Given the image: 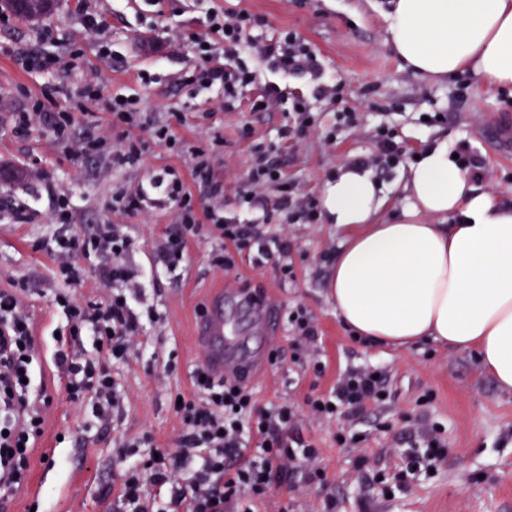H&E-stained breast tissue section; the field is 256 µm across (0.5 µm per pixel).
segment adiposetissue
I'll return each mask as SVG.
<instances>
[{
    "instance_id": "adipose-tissue-1",
    "label": "adipose tissue",
    "mask_w": 512,
    "mask_h": 512,
    "mask_svg": "<svg viewBox=\"0 0 512 512\" xmlns=\"http://www.w3.org/2000/svg\"><path fill=\"white\" fill-rule=\"evenodd\" d=\"M386 18L389 44L419 76L466 71L512 90V0H392ZM406 189L402 221L382 224L371 170L345 166L325 182L323 218L345 235L330 275L337 316L392 348L429 339L474 352L512 394V210L477 191L444 142L411 165Z\"/></svg>"
}]
</instances>
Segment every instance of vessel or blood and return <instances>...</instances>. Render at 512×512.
I'll return each mask as SVG.
<instances>
[{
  "label": "vessel or blood",
  "mask_w": 512,
  "mask_h": 512,
  "mask_svg": "<svg viewBox=\"0 0 512 512\" xmlns=\"http://www.w3.org/2000/svg\"><path fill=\"white\" fill-rule=\"evenodd\" d=\"M195 341L203 352L204 364L215 377H248L259 365L258 357L242 352L235 337L228 334L223 291H216L200 314L195 325Z\"/></svg>",
  "instance_id": "b4317fda"
}]
</instances>
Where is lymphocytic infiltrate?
Here are the masks:
<instances>
[{
	"mask_svg": "<svg viewBox=\"0 0 512 512\" xmlns=\"http://www.w3.org/2000/svg\"><path fill=\"white\" fill-rule=\"evenodd\" d=\"M206 21V35L176 33L177 38H191L199 60L179 81L195 91L218 89L219 108L241 102L256 80L253 62L286 74L321 72L315 51L294 31L253 41L252 31L266 24L264 15L227 12L214 5ZM105 84L101 76L84 77L70 98V110L62 112L48 111L58 89L45 88L42 101L32 109L11 111L13 133L24 138L37 125L48 124L55 139L67 144L74 156H107L118 169L139 166L150 139L164 143L175 154L189 156V177L205 188V201L194 200L175 168H167L157 179L173 218L172 229L157 246L169 270L177 269L190 239L204 227L219 243L211 265L220 271L233 269L243 257L260 265L275 254L287 253V229L270 233L251 220L225 219L224 185L215 177L209 149L176 138L168 124L145 112L139 98H105ZM98 102L108 114L107 124L92 123L82 134H73L74 112L87 111ZM52 197L47 220L55 231L41 247L52 258L62 282L51 291L52 304L68 324L66 335L55 339L53 363L69 377L70 400L88 402L93 416L106 424L119 417L127 402L115 369L144 355V329L161 324L163 317L144 304L151 274L127 261L135 244L127 225L99 224L75 235L70 231L75 222L70 195L56 190ZM88 260L96 262L104 290L98 300L77 297L72 291L73 285L83 281ZM22 289L15 280L0 289L1 505L11 502L27 483L30 453L44 433L46 414L54 402L44 382L43 344L21 303ZM192 386V395L174 406L182 424L178 447H159L148 433L120 443L115 462L122 470V484L114 512H254V502L287 476L289 465L305 462L304 479L319 478V471L310 466L317 448L291 439L297 417L293 403L285 400L255 411L253 393L244 383L215 378L201 364L193 372ZM383 395L382 379L374 377L372 370L360 369L346 372L329 393L308 397L307 403L315 416L332 418L356 412ZM250 444L255 447L253 458L239 464L242 448ZM150 486L167 489L168 499L148 496Z\"/></svg>",
	"mask_w": 512,
	"mask_h": 512,
	"instance_id": "obj_1",
	"label": "lymphocytic infiltrate"
}]
</instances>
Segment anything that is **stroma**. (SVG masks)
Instances as JSON below:
<instances>
[{
	"label": "stroma",
	"mask_w": 512,
	"mask_h": 512,
	"mask_svg": "<svg viewBox=\"0 0 512 512\" xmlns=\"http://www.w3.org/2000/svg\"><path fill=\"white\" fill-rule=\"evenodd\" d=\"M214 2L227 11L263 14L267 25L258 38L291 29L307 40L323 66L324 79L343 85L357 123H339L332 106L313 99L315 83L309 75L286 76L264 68L258 73L259 84L273 82L285 94L312 98L320 131L300 143L283 145L278 132L286 120L284 109L253 112L241 104L204 111L189 89L177 82L198 62L194 47L186 40H170L167 32L179 27L205 34V15ZM79 4L80 0H64L59 11L40 25L16 16L0 22V97L23 107L46 85L72 88L75 76L25 71L16 56L40 47L62 55L71 45L82 46L83 69L108 76V95L140 98L147 111L189 144L208 145L215 137L223 138L213 165L216 179L224 183L226 217L240 215L237 193L255 145L278 144L273 160L283 182L297 186L302 195L317 197L342 166L380 155L382 130L391 132L399 151L394 163L372 169L388 191L382 222L401 216L408 169L416 155L438 142L478 159L483 178L476 181V188L512 208V155H504L487 134L488 128L512 115V95L469 73L448 83H432L403 68L387 42L384 14L389 0H92L110 27L108 56L99 52L95 41L78 34ZM46 27L53 29L55 39L44 45L39 35ZM142 69L159 72L161 81L140 85L136 74ZM435 112L444 114V122L425 124V116ZM246 128L251 131L247 138L242 135ZM329 128L336 131L331 144L322 136ZM189 166V158L176 157L158 143L150 144L138 168L116 170L104 159L78 160L54 140L48 126L19 138L8 115L0 112V201L29 203L36 209L25 224L11 223L0 211V274L25 280L24 302L37 331L65 323L50 302L54 266L36 247L53 233L46 221L51 185L70 193L76 233L94 224L132 225L136 245L129 261L135 268L156 270L158 278L147 290L146 302L164 318L162 327L149 332L150 356L120 373L130 404L114 424L100 426L89 408L73 403L67 394V374L47 366L46 381L57 395L44 437L55 442L61 465L47 469L43 449L34 448L28 486L8 512H113L121 488L113 448L145 432L152 433L159 446L175 447L181 425L173 402L176 395L192 394L191 376L200 357L192 329L209 289L217 284L228 292L227 314L241 322L243 348L264 358L248 382L257 406L284 398L294 402L300 413L298 431L314 441L320 454L322 480L309 484L289 478L272 487L258 503V512H512V395L498 390L473 354L447 351L431 341L403 352L353 339L330 297L329 274L343 239L335 225L321 221L289 226L291 248L284 262L294 275L288 279L274 261L260 267L243 261L228 274L214 271L210 255L216 241L205 230L191 238L181 266L171 272L156 251L158 240L170 228L167 211H111L113 181L134 188L169 167L188 174ZM242 291L272 299L283 317L297 305L310 313L318 331L323 374H316L312 365L292 363L295 338L288 330L272 341L258 332L239 309ZM274 350L280 357L273 362L269 355ZM170 357L177 364L173 372L164 367ZM355 368L383 371L385 401L368 403L352 418L316 421L307 397L329 391L340 374ZM432 425L440 428L443 442V458L434 467L423 462L424 450L414 438L415 430ZM414 457L421 463L413 468L409 462Z\"/></svg>",
	"instance_id": "35a3bbf8"
}]
</instances>
